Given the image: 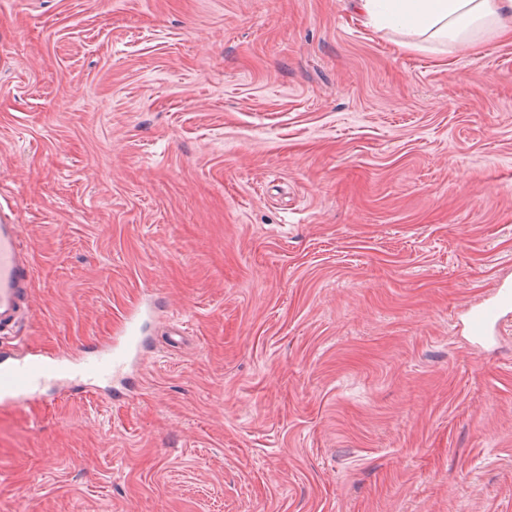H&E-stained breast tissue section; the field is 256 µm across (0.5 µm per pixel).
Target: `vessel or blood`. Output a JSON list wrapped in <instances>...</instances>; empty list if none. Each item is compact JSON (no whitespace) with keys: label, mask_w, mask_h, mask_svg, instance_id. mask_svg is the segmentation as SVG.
<instances>
[{"label":"vessel or blood","mask_w":512,"mask_h":512,"mask_svg":"<svg viewBox=\"0 0 512 512\" xmlns=\"http://www.w3.org/2000/svg\"><path fill=\"white\" fill-rule=\"evenodd\" d=\"M32 277L29 252L23 246V227L0 222V334L8 335L20 325L28 307V285ZM145 308L128 312L113 340L92 357L77 361L65 357L40 358L0 352V406L22 408L39 400L50 384L80 386L89 391L111 383L133 350L140 345L141 320ZM512 316V284H499L493 297L465 311L470 336L484 340L497 334Z\"/></svg>","instance_id":"b4317fda"}]
</instances>
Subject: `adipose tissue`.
<instances>
[{"mask_svg":"<svg viewBox=\"0 0 512 512\" xmlns=\"http://www.w3.org/2000/svg\"><path fill=\"white\" fill-rule=\"evenodd\" d=\"M374 29H405L466 46L512 40V0H359Z\"/></svg>","mask_w":512,"mask_h":512,"instance_id":"adipose-tissue-1","label":"adipose tissue"}]
</instances>
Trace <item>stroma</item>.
I'll use <instances>...</instances> for the list:
<instances>
[{"mask_svg": "<svg viewBox=\"0 0 512 512\" xmlns=\"http://www.w3.org/2000/svg\"><path fill=\"white\" fill-rule=\"evenodd\" d=\"M0 220L24 351L156 305L126 394L0 407V512H512V322L461 325L512 282V42L0 0ZM32 277L30 253L23 246V225L0 222V334L10 335L28 307Z\"/></svg>", "mask_w": 512, "mask_h": 512, "instance_id": "1", "label": "stroma"}]
</instances>
